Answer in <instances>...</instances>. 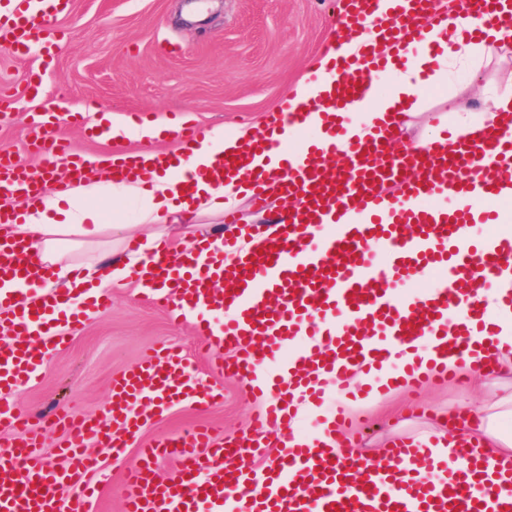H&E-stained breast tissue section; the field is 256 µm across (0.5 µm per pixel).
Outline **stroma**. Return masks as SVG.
Listing matches in <instances>:
<instances>
[{"label":"stroma","instance_id":"obj_1","mask_svg":"<svg viewBox=\"0 0 512 512\" xmlns=\"http://www.w3.org/2000/svg\"><path fill=\"white\" fill-rule=\"evenodd\" d=\"M335 17L336 0H74L57 21L61 41L44 76V100L14 96L0 103V145L36 167L23 116L44 105L81 112L92 105L119 117L140 112L148 123L178 112L209 128L258 124L309 75L333 35ZM511 74L512 51L501 48L479 56L469 69L449 65L407 112L402 143L450 127L456 112L478 114L481 97ZM169 342L183 348L205 384L222 387L224 398L208 407L175 405L148 422L123 456L91 445L101 494L87 512H122L123 470L152 440L198 423L222 427L231 438L248 434L254 400L208 372L193 321L172 323L131 286L113 289L111 309L90 317L68 346L49 350L40 378L16 395L18 409L45 436L49 464L58 465L55 445L62 433L52 429L51 412L66 406L103 416L113 377ZM509 394L511 385L490 376L463 388L426 384L414 399L400 392H355L351 398L365 422L362 450L378 459L395 440L436 432L439 416L449 409L474 406L493 416L498 400Z\"/></svg>","mask_w":512,"mask_h":512}]
</instances>
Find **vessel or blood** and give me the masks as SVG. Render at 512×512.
<instances>
[{
  "label": "vessel or blood",
  "instance_id": "1",
  "mask_svg": "<svg viewBox=\"0 0 512 512\" xmlns=\"http://www.w3.org/2000/svg\"><path fill=\"white\" fill-rule=\"evenodd\" d=\"M375 2L338 0L334 40L326 46L335 55L336 75L327 99L308 98L299 111L281 101L245 149L216 158L212 177L236 179L243 197L263 203L267 185L249 166L255 156L276 148L270 133L306 125L311 112L330 117L341 101L369 100L376 90L372 77L383 68L374 37L395 44L410 34L428 52L429 24L444 26L454 42L486 39L499 25L512 23V0H460L459 24L433 13L432 0H394L387 24L375 33ZM70 5L71 0H0V48L19 57L52 53L58 45L55 20ZM404 119V113H394L384 125L365 127L353 138L335 122L330 140L312 138L301 151L284 154L278 186L300 201L286 220L241 224L228 213L220 245L175 254L158 245L147 295L167 308L172 321L196 312L205 349L219 342L235 353L231 361L212 363L211 372L234 378L257 406L250 436L227 439L197 425L140 449L124 474V512H512V485L493 478L512 473V460L492 462L464 444L455 451L464 465L455 470L430 449L404 442L393 444L381 459L344 447L290 445L273 461L254 464L264 454L270 429L294 425V395L321 401L325 381L353 368L382 370L391 357L431 339L435 355L427 365L403 363L383 375V389L413 391L475 369L494 370L496 324L479 307L478 292L512 263V236L464 237L473 221L471 207L448 209L428 200L441 196L448 182L472 180L482 198L500 199L512 129H490L475 144L444 135L424 147L387 153ZM26 120L38 173L29 172L10 148H0V280L26 281L39 274L12 239L20 214L4 207V200L45 202L50 193L75 187L85 168L98 162L97 156L74 152L58 127L84 126L97 142L112 136L110 128L92 125L79 112L45 108ZM207 134V128L170 117L158 137L180 140L181 153L116 154L112 176L148 181L157 172L181 170ZM338 153L345 155L347 168L325 176L321 159ZM387 182L395 183V197L385 195ZM353 208L366 211L364 223H347ZM430 271L440 276L436 287L399 292V284ZM70 294L67 288L51 291L34 309L0 294V328L8 331L0 338V424L9 423L16 432L0 447V474H20L0 481V512H83L97 492L88 480L96 468L86 453L89 443L122 453L127 437L154 414L183 401L209 405L221 396L199 381L189 358L156 348L114 379L107 420L64 408L55 413L54 423L65 436L56 444L63 465L52 468L42 453V433L18 414L14 396L39 378L48 349L67 345L70 333L112 305L111 295L99 292L71 306ZM214 312L224 313L221 326L211 323ZM451 357L456 366H448ZM163 457L177 460L176 479L158 478L156 464Z\"/></svg>",
  "mask_w": 512,
  "mask_h": 512
}]
</instances>
